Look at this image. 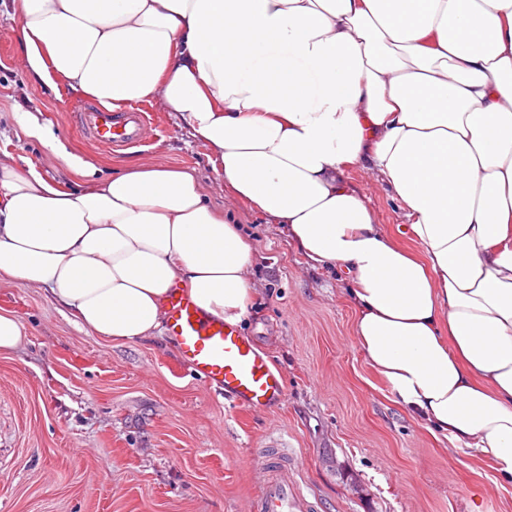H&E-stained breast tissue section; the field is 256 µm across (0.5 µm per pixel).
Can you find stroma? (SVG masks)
I'll list each match as a JSON object with an SVG mask.
<instances>
[{
    "label": "stroma",
    "instance_id": "obj_1",
    "mask_svg": "<svg viewBox=\"0 0 512 512\" xmlns=\"http://www.w3.org/2000/svg\"><path fill=\"white\" fill-rule=\"evenodd\" d=\"M17 33L0 15V154L63 186L80 182L21 133V107L102 174L134 162L195 168L252 245L259 294L239 329L285 376L288 395L263 412L236 406L193 374L167 333L114 342L44 289L0 282V314L24 327L19 346L0 353V512H243L261 491L263 455L288 458L309 512H512V486L437 440L370 368L353 339L344 271L313 269L283 225L232 198L174 113L146 103L152 137L116 155L82 137L72 113L88 99L31 79ZM347 177L384 231L417 250L386 182L364 168Z\"/></svg>",
    "mask_w": 512,
    "mask_h": 512
}]
</instances>
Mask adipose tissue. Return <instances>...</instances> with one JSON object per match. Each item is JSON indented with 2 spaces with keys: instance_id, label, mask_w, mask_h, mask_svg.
<instances>
[{
  "instance_id": "ef3b65f1",
  "label": "adipose tissue",
  "mask_w": 512,
  "mask_h": 512,
  "mask_svg": "<svg viewBox=\"0 0 512 512\" xmlns=\"http://www.w3.org/2000/svg\"><path fill=\"white\" fill-rule=\"evenodd\" d=\"M24 69L119 111L157 102L218 179L314 265L348 274L353 338L395 400L512 481V0H9ZM21 130L90 179L0 158V280L49 289L115 342L170 289L240 324L253 249L195 170L96 179L34 112ZM377 171L418 252L347 180Z\"/></svg>"
}]
</instances>
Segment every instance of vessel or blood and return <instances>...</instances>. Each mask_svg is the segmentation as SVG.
I'll use <instances>...</instances> for the list:
<instances>
[{
    "label": "vessel or blood",
    "instance_id": "b4317fda",
    "mask_svg": "<svg viewBox=\"0 0 512 512\" xmlns=\"http://www.w3.org/2000/svg\"><path fill=\"white\" fill-rule=\"evenodd\" d=\"M150 113L136 108L116 116L102 110L81 111L76 127L97 146L118 152L142 141L151 127ZM167 329L182 360L205 384L223 391L239 406L261 410L283 404L287 385L254 343L223 318L205 313L181 287L167 298ZM266 475L258 512H308L309 503L288 480L286 462L262 460Z\"/></svg>",
    "mask_w": 512,
    "mask_h": 512
}]
</instances>
